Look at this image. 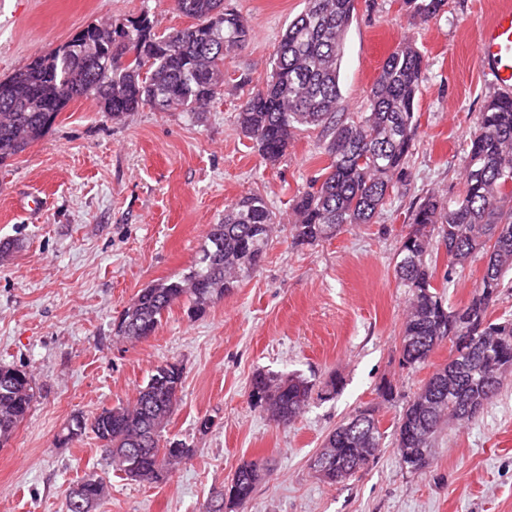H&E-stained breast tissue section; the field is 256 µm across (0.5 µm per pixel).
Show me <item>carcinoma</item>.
I'll use <instances>...</instances> for the list:
<instances>
[{"label":"carcinoma","instance_id":"cac0c4a2","mask_svg":"<svg viewBox=\"0 0 512 512\" xmlns=\"http://www.w3.org/2000/svg\"><path fill=\"white\" fill-rule=\"evenodd\" d=\"M174 8L197 23L167 35L152 33L145 18L125 28L89 25L69 42L35 57L0 79V164L40 140L74 99L94 97L114 120L148 105L157 110L196 112L223 91L224 61L248 44L250 28L224 0H173ZM411 16L427 23L445 12L448 0H402ZM355 0H307L286 28L263 87L251 91L238 112L241 132L268 163L278 161L302 127H321L328 136V164L297 198L291 225L293 243L314 245L335 237L349 224H368L386 204L393 181L405 175L412 154L425 54L408 38L385 59L368 94L366 111L340 112V69L344 40ZM96 61L82 57L87 44ZM465 189L455 199L434 193L412 207L410 231L401 239L395 272L408 289L409 307L400 336L401 364L429 362L439 341L452 343L455 358L438 368L413 395L396 425L395 448L402 469L428 467L443 427L465 424L493 403L512 373V319L489 317V308L512 288V96L486 101L476 119L464 157ZM276 216L256 194L241 197L210 225L188 273L140 289L123 310L116 335L140 340L158 329L181 301L198 316L224 296L239 278L260 265L273 236ZM447 269H462L480 253L481 279L469 303L446 305L434 281L439 246ZM183 368L157 366L129 406L76 415L59 442L69 444L92 432L112 445L113 469L130 480L157 483L194 449L180 440H162L178 404ZM322 396L315 384L294 376L278 379L257 373L249 398L275 424L293 423ZM34 400L30 375L0 365V446L29 415ZM384 433L375 410L359 409L326 436L321 456L330 460L321 480L336 485L354 475L355 460L375 457ZM271 469L257 461L240 465L223 499L243 505ZM84 502H98L104 482L79 484Z\"/></svg>","mask_w":512,"mask_h":512}]
</instances>
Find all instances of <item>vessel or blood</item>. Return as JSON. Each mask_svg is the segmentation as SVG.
<instances>
[{
	"label": "vessel or blood",
	"mask_w": 512,
	"mask_h": 512,
	"mask_svg": "<svg viewBox=\"0 0 512 512\" xmlns=\"http://www.w3.org/2000/svg\"><path fill=\"white\" fill-rule=\"evenodd\" d=\"M475 61L499 93L512 95V7L499 9L482 25L473 46Z\"/></svg>",
	"instance_id": "b4317fda"
}]
</instances>
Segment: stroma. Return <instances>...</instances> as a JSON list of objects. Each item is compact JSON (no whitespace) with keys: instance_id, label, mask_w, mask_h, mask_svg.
<instances>
[{"instance_id":"35a3bbf8","label":"stroma","mask_w":512,"mask_h":512,"mask_svg":"<svg viewBox=\"0 0 512 512\" xmlns=\"http://www.w3.org/2000/svg\"><path fill=\"white\" fill-rule=\"evenodd\" d=\"M505 0H448L445 13L412 24L400 0H356L340 71L341 109L366 108L393 47L408 36L429 61L417 137L405 179L394 181L369 224L295 245L299 191L328 160L320 130L298 132L287 154L265 164L237 123L249 87L262 85L278 42L305 0H224L247 19L250 40L224 66V90L197 112L143 107L115 120L95 100L71 101L46 135L0 165V364L32 375L31 412L0 448V512H64L71 487L103 479L94 512H201L213 489L245 461L273 474L252 499L224 512H512V381L469 424L446 426L432 464L401 469L393 432L421 384L450 356L401 366L408 294L395 275L410 208L436 192L459 195L475 117L495 93L473 56L477 29ZM147 18L156 34L192 25L171 0H0V78L90 24ZM261 195L278 219L261 266L205 314L174 306L147 339L116 324L151 282L187 272L209 224L242 196ZM40 196L44 210L18 201ZM182 365L177 409L164 431L193 454L164 480L138 483L108 466L93 433L62 445L77 414L133 401L151 371ZM338 382L288 429L251 403L256 372ZM391 396H382V386ZM361 407L375 408L387 436L376 458L330 485L310 468L325 436ZM211 419L200 431L202 419Z\"/></svg>"}]
</instances>
